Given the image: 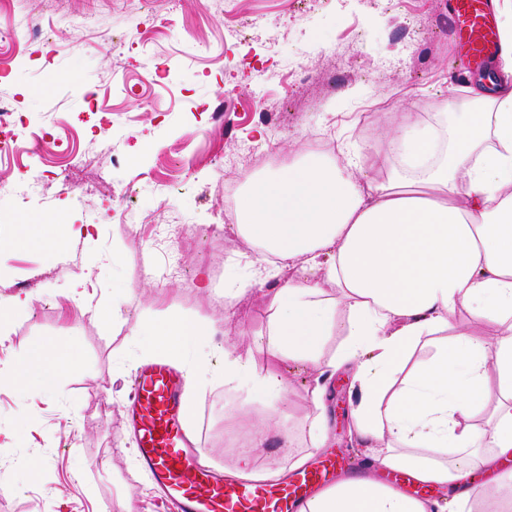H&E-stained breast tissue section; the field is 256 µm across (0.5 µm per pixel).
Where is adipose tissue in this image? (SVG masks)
<instances>
[{"label": "adipose tissue", "mask_w": 512, "mask_h": 512, "mask_svg": "<svg viewBox=\"0 0 512 512\" xmlns=\"http://www.w3.org/2000/svg\"><path fill=\"white\" fill-rule=\"evenodd\" d=\"M502 40L501 85L494 93L470 86L471 107L433 101V120L393 117L363 156L318 154L245 178L235 229L257 263L241 278L238 260H225L224 315L263 287L266 323L249 341L270 357L266 370L229 349L210 360L218 331L210 317L147 314L134 325L144 355L186 372L187 432L207 385L235 398L224 429L253 451L234 458V477L275 476L256 449L297 427L308 433L306 451L285 456V467L323 448L326 387L346 367L356 400L350 434L377 466L447 484L512 457V26ZM86 232L61 218L29 222L4 245L55 253ZM478 320L497 326L494 341L470 330ZM425 349L429 357L413 362ZM287 363L313 380L293 427L278 408L290 388ZM80 364L77 348L47 339L0 368V384L47 394ZM308 512L443 510L366 478L319 491Z\"/></svg>", "instance_id": "ef3b65f1"}]
</instances>
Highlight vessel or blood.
<instances>
[{"instance_id": "b4317fda", "label": "vessel or blood", "mask_w": 512, "mask_h": 512, "mask_svg": "<svg viewBox=\"0 0 512 512\" xmlns=\"http://www.w3.org/2000/svg\"><path fill=\"white\" fill-rule=\"evenodd\" d=\"M448 20L461 40V62L471 67L501 47L486 0H448ZM181 370L164 360L135 374L125 408L141 471L166 495L173 512H305L311 495L324 489L345 464L329 456L317 466L260 483L236 480L202 463V451L184 429L188 407Z\"/></svg>"}]
</instances>
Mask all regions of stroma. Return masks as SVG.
<instances>
[{"mask_svg": "<svg viewBox=\"0 0 512 512\" xmlns=\"http://www.w3.org/2000/svg\"><path fill=\"white\" fill-rule=\"evenodd\" d=\"M225 0H13L0 11V32L31 58L0 66V94L23 123L19 151L0 166V184L20 181L28 164L42 172L26 206L0 196V237L36 218L88 224L91 238L58 255L31 248L0 250V296L33 302L0 338V364L23 357L34 342L76 344L78 371L54 396L0 387V482L17 493L0 512H119L126 487L136 512H171L137 470L124 401L140 350L128 329L147 313H199L220 320L212 343L252 353L240 334L265 322L259 294L224 318V261L246 243L220 221L225 189L245 175L279 168L289 150L314 136L357 148L375 143L387 115L415 101L460 92L459 39L444 0H234L246 42L225 30ZM45 13L54 44L13 24V12ZM134 30L141 46L123 59L113 33ZM172 59L166 79L142 82L157 58ZM359 95H350V88ZM179 234L181 272L163 276L154 232ZM209 272L213 292L196 288ZM130 290L116 323L96 318L112 303V275ZM81 288H73L74 277ZM349 385L329 386L327 450L348 463L364 451L349 438ZM223 387L199 402L196 436L215 468L236 451L224 446ZM56 491L45 496L44 488Z\"/></svg>", "mask_w": 512, "mask_h": 512, "instance_id": "stroma-1", "label": "stroma"}]
</instances>
